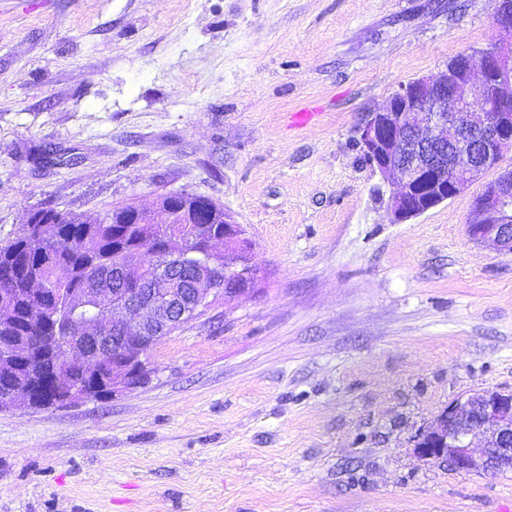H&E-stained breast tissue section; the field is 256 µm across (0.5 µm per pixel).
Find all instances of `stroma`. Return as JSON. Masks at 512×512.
<instances>
[{"label":"stroma","instance_id":"obj_1","mask_svg":"<svg viewBox=\"0 0 512 512\" xmlns=\"http://www.w3.org/2000/svg\"><path fill=\"white\" fill-rule=\"evenodd\" d=\"M492 0H0V247L30 211L211 197L254 292L150 350L149 383L0 412V512H512V472L414 445L512 390V254L474 190L391 223L363 112L497 33ZM308 108L314 123L292 127Z\"/></svg>","mask_w":512,"mask_h":512}]
</instances>
